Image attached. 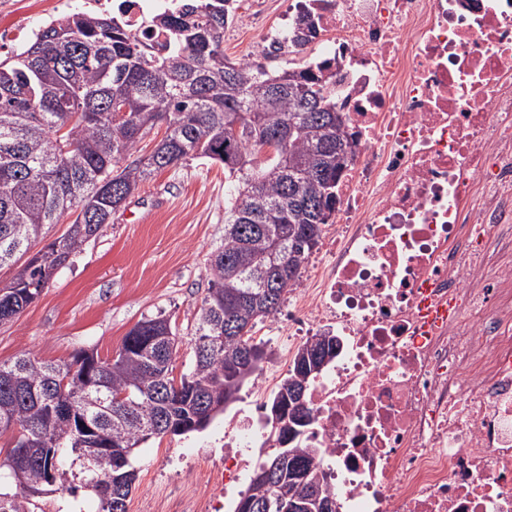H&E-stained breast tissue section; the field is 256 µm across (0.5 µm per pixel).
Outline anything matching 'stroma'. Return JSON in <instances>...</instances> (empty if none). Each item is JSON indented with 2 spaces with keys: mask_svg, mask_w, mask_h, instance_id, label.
<instances>
[{
  "mask_svg": "<svg viewBox=\"0 0 512 512\" xmlns=\"http://www.w3.org/2000/svg\"><path fill=\"white\" fill-rule=\"evenodd\" d=\"M286 6V0H240L238 16L224 30L225 56L233 62L260 59L272 71L305 66L307 54L267 58L257 43L258 30ZM230 189L218 162L189 158L156 172L31 305L0 324V363L26 352L60 364L82 349L108 359L137 322L161 315L181 339L174 373H189L191 338L210 284V255L224 241V196ZM235 411L226 407L203 432L142 444L130 512L144 499L165 496L172 482L195 483L194 474L182 472L179 454L212 441Z\"/></svg>",
  "mask_w": 512,
  "mask_h": 512,
  "instance_id": "35a3bbf8",
  "label": "stroma"
}]
</instances>
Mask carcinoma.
I'll use <instances>...</instances> for the list:
<instances>
[{
    "mask_svg": "<svg viewBox=\"0 0 512 512\" xmlns=\"http://www.w3.org/2000/svg\"><path fill=\"white\" fill-rule=\"evenodd\" d=\"M227 0H186L145 29L151 42L112 14L54 19L21 50L0 59V268L45 239V226L68 215L65 232L31 257L0 294V323L14 320L59 270L94 241L105 218L155 172L187 157L224 164L232 190L224 197V244L210 259V286L192 339L189 373L173 376L178 336L163 316L139 321L116 358L91 365L94 386L76 380L87 351L48 364L24 353L0 363V512H35V499L72 490L57 468L67 454L99 499V512H121L137 478L135 449L153 437L205 430L224 411V392H239L238 367L266 351L256 325L275 315L319 244L336 207V184L350 146L346 116L336 110L330 66L270 71L256 60L224 57ZM126 107L116 121L112 105ZM245 114L238 135L225 131ZM165 127L159 145L134 157L141 141ZM291 138L257 161L256 151L288 128ZM130 163L124 165L122 161ZM292 277L264 288L259 269L283 261ZM298 377L291 366L271 404H285ZM267 469L274 487L249 483L235 512L270 494L301 493L288 460Z\"/></svg>",
    "mask_w": 512,
    "mask_h": 512,
    "instance_id": "obj_1",
    "label": "carcinoma"
}]
</instances>
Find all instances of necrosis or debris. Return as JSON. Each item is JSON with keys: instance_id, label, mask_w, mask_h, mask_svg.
<instances>
[{"instance_id": "1", "label": "necrosis or debris", "mask_w": 512, "mask_h": 512, "mask_svg": "<svg viewBox=\"0 0 512 512\" xmlns=\"http://www.w3.org/2000/svg\"><path fill=\"white\" fill-rule=\"evenodd\" d=\"M305 18L357 142L283 319L338 339L304 445L337 512H512V0H290L261 49L295 53ZM275 445L240 408L161 512H222Z\"/></svg>"}]
</instances>
